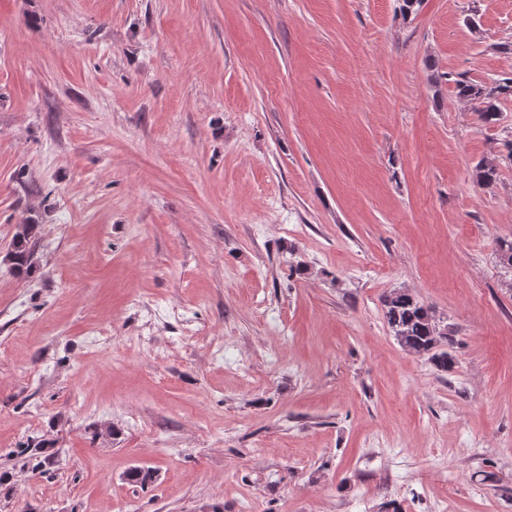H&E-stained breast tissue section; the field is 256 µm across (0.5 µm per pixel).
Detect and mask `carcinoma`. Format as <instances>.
Returning a JSON list of instances; mask_svg holds the SVG:
<instances>
[{
    "mask_svg": "<svg viewBox=\"0 0 512 512\" xmlns=\"http://www.w3.org/2000/svg\"><path fill=\"white\" fill-rule=\"evenodd\" d=\"M455 96L470 106L478 121L485 126H494L502 119L501 104L512 100V76L497 78L490 83L461 77L454 81ZM475 180L480 185H492L499 180V165L493 160L476 164ZM38 225L25 223L18 226L12 239V250L8 254L11 269L18 275L31 276L36 271L33 262L34 245ZM384 318L398 345L410 354L427 356L442 372L455 367V359L445 350L454 343L448 329L436 320L432 308L411 292L393 290L382 297ZM125 479L132 486L145 487L154 482V471L135 466L129 469Z\"/></svg>",
    "mask_w": 512,
    "mask_h": 512,
    "instance_id": "1",
    "label": "carcinoma"
}]
</instances>
